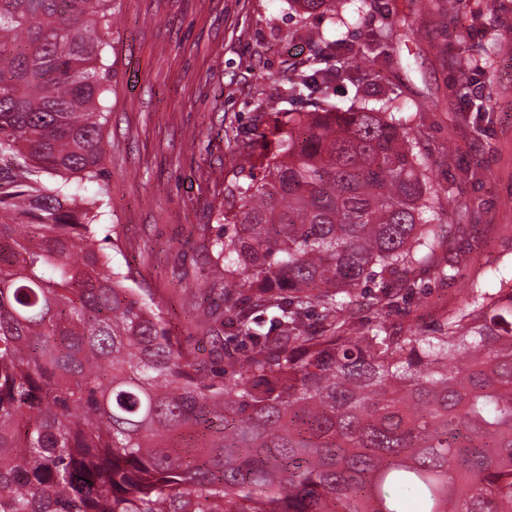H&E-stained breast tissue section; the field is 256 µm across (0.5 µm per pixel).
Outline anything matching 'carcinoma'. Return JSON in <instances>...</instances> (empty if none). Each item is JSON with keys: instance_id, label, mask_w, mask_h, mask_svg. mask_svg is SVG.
Listing matches in <instances>:
<instances>
[{"instance_id": "1", "label": "carcinoma", "mask_w": 512, "mask_h": 512, "mask_svg": "<svg viewBox=\"0 0 512 512\" xmlns=\"http://www.w3.org/2000/svg\"><path fill=\"white\" fill-rule=\"evenodd\" d=\"M100 27L112 0H0V512H512V279L429 333L337 317L340 291L453 278L416 135L367 105L284 112L259 179L239 145L207 288L277 315H235L249 346L216 382L98 244ZM347 67L319 51L292 90Z\"/></svg>"}]
</instances>
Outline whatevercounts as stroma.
Here are the masks:
<instances>
[{
  "label": "stroma",
  "instance_id": "stroma-1",
  "mask_svg": "<svg viewBox=\"0 0 512 512\" xmlns=\"http://www.w3.org/2000/svg\"><path fill=\"white\" fill-rule=\"evenodd\" d=\"M432 8L431 0H343L331 15L286 0H112L118 22L103 33L112 67L107 224L115 263L173 326L186 322L185 291L213 273L203 242L220 229L236 141L255 140L260 154L274 149L261 137L273 104L310 112L395 100L442 208L461 216L447 226L454 279L401 284L381 312L378 286L339 294L353 303L352 323L431 327L473 283L491 291L495 274L512 276V0H459L444 32L431 24ZM403 15L408 25L376 53ZM313 33L335 40L332 63L353 51L360 59L350 80L299 97L291 87L316 51Z\"/></svg>",
  "mask_w": 512,
  "mask_h": 512
}]
</instances>
